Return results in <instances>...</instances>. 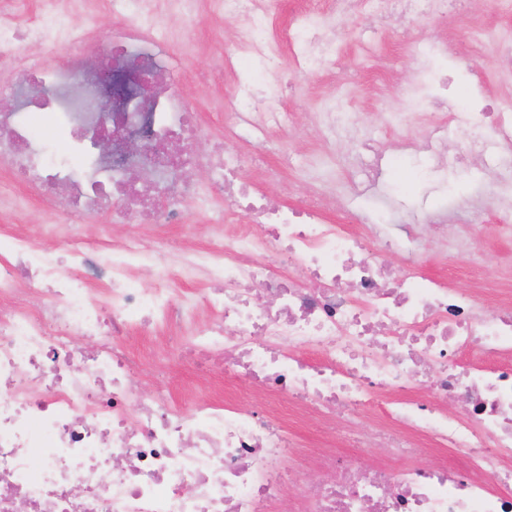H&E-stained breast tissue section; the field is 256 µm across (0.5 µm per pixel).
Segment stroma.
I'll use <instances>...</instances> for the list:
<instances>
[{
    "instance_id": "35a3bbf8",
    "label": "stroma",
    "mask_w": 512,
    "mask_h": 512,
    "mask_svg": "<svg viewBox=\"0 0 512 512\" xmlns=\"http://www.w3.org/2000/svg\"><path fill=\"white\" fill-rule=\"evenodd\" d=\"M371 24L369 17L354 15L337 21L343 44L336 60L335 76H306L293 89L284 90L282 100L291 121L282 138L295 154V167L270 194L284 202L304 199L314 180H321L329 196L335 199L332 220L353 228L370 223L380 196L391 195L402 214L401 221L413 223L416 214H433L454 205L456 214L448 222V240L431 245L421 256L424 271L445 278L453 287L473 286V271L459 250L462 239L480 237V267L487 288L512 282V227L503 225L495 200L492 178L483 173L479 152L467 151L460 135L448 141V166L431 165L421 147V136L436 104L430 91L439 75L454 78L455 90L486 94L492 101L512 99L507 86L506 65L500 48L490 43L478 59L462 56L442 59L413 51L401 38L390 37L376 50L362 49L361 42ZM174 27L184 28L191 47L178 84V90L196 109L205 130L196 143L198 153H208L215 138H223L231 151H250L247 133L228 135L219 121L215 106L224 94V58L210 48L215 20L200 15L191 27L174 20ZM483 25L496 31L512 30V13L490 11L486 0H472L468 11L448 15H420L413 18V30L431 37H450L467 42L474 26ZM231 31L234 21L220 24ZM355 74L356 84L346 85L339 77ZM410 88L406 99H382V83ZM342 102L351 129L350 138L322 140L312 121V114L331 100ZM217 175L206 171L195 185L201 194L197 206L187 211L181 224L170 228L168 237L173 249L205 244L212 224L218 223L224 201L211 191ZM54 213L40 199H31L22 213L0 219V249L8 245L7 235L29 224L45 228L43 243L52 247L57 239L51 233ZM76 232L87 246L102 248L130 233L150 236L149 226L133 222L120 225L107 214L89 216L77 222ZM127 346L132 353L149 359H161L162 365L143 376L140 386L150 393L158 389L170 392L179 403L189 395L200 398H231L237 389L227 383L218 363H210V379H203L193 365L182 361L164 331L148 336L131 335Z\"/></svg>"
}]
</instances>
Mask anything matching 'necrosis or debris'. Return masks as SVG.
Returning a JSON list of instances; mask_svg holds the SVG:
<instances>
[{
  "instance_id": "1",
  "label": "necrosis or debris",
  "mask_w": 512,
  "mask_h": 512,
  "mask_svg": "<svg viewBox=\"0 0 512 512\" xmlns=\"http://www.w3.org/2000/svg\"><path fill=\"white\" fill-rule=\"evenodd\" d=\"M208 2L214 16L247 20L224 45V124L257 133L272 154L269 133L288 112L255 104L238 56L325 74L340 49L337 20L368 11L387 29L422 4H446L307 0L289 13L285 0ZM109 4L121 25L89 54L78 0H42L21 29L18 0H0V50L20 74L0 83L13 103L0 111V168L34 189L64 185L59 208L161 229L198 199L181 172L206 167L222 178L225 226L176 257L139 235L102 249L69 235L57 249L35 231L10 235L0 254V512H273L283 501L290 512H512V300L489 307L416 270L425 240L415 225L396 234L334 224L319 189L305 209L281 207L241 179L238 154L219 145L189 154L198 133L175 88L170 21H194L199 0ZM47 42L66 45L64 62L39 53ZM36 108L57 110L51 124L68 127L74 144L129 124L146 148L113 145L93 177H76L39 140ZM448 119L475 146L497 141L487 168L511 185L512 111L472 98ZM390 252L406 267L385 265ZM143 271L150 287L137 280ZM201 277L209 287L199 295L190 285ZM258 284L268 302L255 301ZM151 329L188 336L200 360L223 363L225 381L310 411L324 429L379 409L391 424L370 435L382 462L316 448L305 461L322 478L309 483L289 471L297 447L284 413L231 400L187 408L141 391L153 365L122 341ZM428 444L450 451L452 465L414 466Z\"/></svg>"
}]
</instances>
